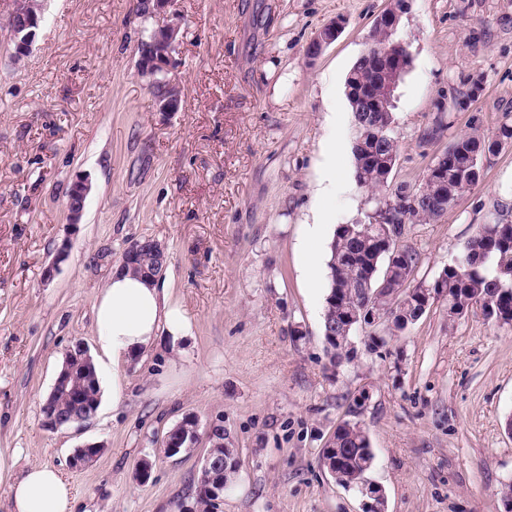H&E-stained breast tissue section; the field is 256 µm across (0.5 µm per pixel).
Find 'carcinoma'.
I'll list each match as a JSON object with an SVG mask.
<instances>
[{"label": "carcinoma", "mask_w": 512, "mask_h": 512, "mask_svg": "<svg viewBox=\"0 0 512 512\" xmlns=\"http://www.w3.org/2000/svg\"><path fill=\"white\" fill-rule=\"evenodd\" d=\"M391 68L373 57L361 56L350 69L345 85L353 113L352 139L354 173L357 185L375 202L376 221L353 222L337 227L330 244L328 261L330 290L326 298L323 336L331 360L343 357L346 339L353 334L350 316L366 303L376 302L377 290L397 299L390 312V331L407 330L422 318L419 314L422 289L443 288L448 304V321L462 318L470 307H481L486 319L512 327V223L484 224L469 239L461 255L446 265L441 282L410 286L418 256L399 245L405 225L436 220L456 207L463 194L476 186L484 174V161L505 143H512V122L500 124L492 139L465 136L448 145V167L442 178L448 182V197L439 207L438 184L427 175L417 188L405 184L386 194L389 178L386 167L399 153V144L389 125L393 112L386 110L382 90ZM394 271L385 278L390 256ZM77 380L83 401L99 405V385L94 369L79 370ZM210 452L224 460V484H229L239 465L233 448L216 444ZM323 466L336 482L348 488L371 471L374 454L369 436L358 421L337 426L332 439L321 449Z\"/></svg>", "instance_id": "cac0c4a2"}]
</instances>
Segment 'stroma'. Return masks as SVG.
I'll use <instances>...</instances> for the list:
<instances>
[{
	"label": "stroma",
	"instance_id": "stroma-1",
	"mask_svg": "<svg viewBox=\"0 0 512 512\" xmlns=\"http://www.w3.org/2000/svg\"><path fill=\"white\" fill-rule=\"evenodd\" d=\"M391 3L174 0L181 37L164 79L181 101L163 112L139 71L140 41L160 20L154 0H45L19 61L16 0H0V455L12 477L33 464L61 470L74 512H198L209 442L164 452L193 416L223 425L240 459L210 512H365L320 461L336 426L355 420L387 512H501L512 482V328L477 306L449 321L439 302L398 335L376 327L384 347L358 344L335 365L322 334L329 269L313 284L304 271L309 242L328 252L338 225L374 213L354 177L344 83ZM338 20L337 39L308 59ZM393 38L411 64L395 92L390 184L415 188L450 142L492 137L512 114V0H405ZM331 163L336 190L322 196ZM79 178L91 190L73 225L67 195ZM498 220L512 223V143L454 209L407 225L400 242L420 256L411 285L432 281ZM144 239L164 246L160 276L193 337L181 353L159 337L102 369L94 418L47 429L42 405L69 351L99 352L96 294ZM87 443L102 453L72 468Z\"/></svg>",
	"mask_w": 512,
	"mask_h": 512
}]
</instances>
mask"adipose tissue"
<instances>
[{"label":"adipose tissue","mask_w":512,"mask_h":512,"mask_svg":"<svg viewBox=\"0 0 512 512\" xmlns=\"http://www.w3.org/2000/svg\"><path fill=\"white\" fill-rule=\"evenodd\" d=\"M96 342L103 355L120 366L150 348L158 336L173 343L192 334V321L173 302L164 282L116 269L94 304ZM11 512H73L75 492L55 468L29 466L8 483Z\"/></svg>","instance_id":"obj_1"}]
</instances>
